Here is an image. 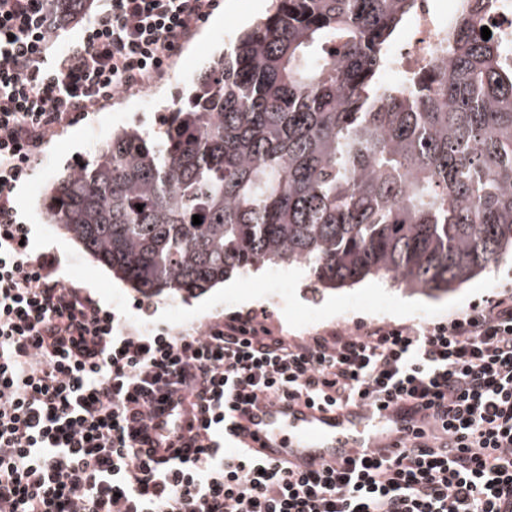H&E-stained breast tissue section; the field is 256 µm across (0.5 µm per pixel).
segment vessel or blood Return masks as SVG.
Here are the masks:
<instances>
[{
  "label": "vessel or blood",
  "mask_w": 512,
  "mask_h": 512,
  "mask_svg": "<svg viewBox=\"0 0 512 512\" xmlns=\"http://www.w3.org/2000/svg\"><path fill=\"white\" fill-rule=\"evenodd\" d=\"M419 415L366 405L342 409L304 401L258 398L226 426L233 439L266 463L302 472L337 466L381 448L400 446L418 432Z\"/></svg>",
  "instance_id": "vessel-or-blood-1"
}]
</instances>
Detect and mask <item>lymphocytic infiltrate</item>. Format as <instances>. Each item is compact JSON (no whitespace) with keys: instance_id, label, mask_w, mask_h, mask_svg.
Segmentation results:
<instances>
[{"instance_id":"1","label":"lymphocytic infiltrate","mask_w":512,"mask_h":512,"mask_svg":"<svg viewBox=\"0 0 512 512\" xmlns=\"http://www.w3.org/2000/svg\"><path fill=\"white\" fill-rule=\"evenodd\" d=\"M74 0H0V512H512V290L424 324L295 340L254 316L137 325L58 275L13 206L43 146L161 77L218 0H103L59 44ZM432 413L385 457L294 473L224 443L258 396ZM196 430L146 451L161 406Z\"/></svg>"}]
</instances>
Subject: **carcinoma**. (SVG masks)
<instances>
[{"label":"carcinoma","mask_w":512,"mask_h":512,"mask_svg":"<svg viewBox=\"0 0 512 512\" xmlns=\"http://www.w3.org/2000/svg\"><path fill=\"white\" fill-rule=\"evenodd\" d=\"M475 2L448 77L405 86L384 74L416 0H273L158 130L67 168L47 223L147 297L293 264L321 288L459 289L512 256V44Z\"/></svg>","instance_id":"1"}]
</instances>
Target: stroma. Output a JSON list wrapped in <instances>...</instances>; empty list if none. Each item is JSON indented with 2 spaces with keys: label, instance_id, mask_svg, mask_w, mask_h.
Instances as JSON below:
<instances>
[{
  "label": "stroma",
  "instance_id": "1",
  "mask_svg": "<svg viewBox=\"0 0 512 512\" xmlns=\"http://www.w3.org/2000/svg\"><path fill=\"white\" fill-rule=\"evenodd\" d=\"M271 0H220L170 69L149 89L124 93L83 120L54 135L42 150V160L21 186L16 205L23 222L32 226L36 248L51 249L61 258L59 274L66 282L88 289L103 305L117 309L131 322L200 328L209 320L233 314H263L264 324L286 336L305 338L363 323H409L437 320L448 313L481 303L493 289L512 287V261L493 265L456 292L429 296L404 290L399 284L377 279L353 287L321 289L307 269L269 267L262 275L236 277L232 287L217 286L191 297L145 299L115 279L57 227L43 220L42 203L55 179L75 160L86 159L107 144L117 125H137L154 131L161 114L185 92L202 67L230 47L236 36L264 17ZM287 280L288 297L270 300L275 274Z\"/></svg>",
  "mask_w": 512,
  "mask_h": 512
}]
</instances>
